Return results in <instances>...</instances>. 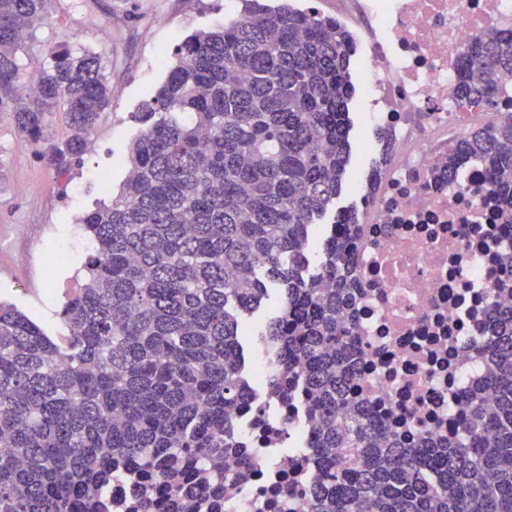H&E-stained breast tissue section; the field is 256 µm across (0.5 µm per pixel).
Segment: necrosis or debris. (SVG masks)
<instances>
[{"instance_id": "obj_1", "label": "necrosis or debris", "mask_w": 512, "mask_h": 512, "mask_svg": "<svg viewBox=\"0 0 512 512\" xmlns=\"http://www.w3.org/2000/svg\"><path fill=\"white\" fill-rule=\"evenodd\" d=\"M357 44L372 119L394 148L374 194L362 197L353 264L358 400L397 436L446 439L467 394L485 379L478 347L492 334V285L504 276L512 232L472 163L448 177L459 137L512 112V90L492 107L452 95L465 43L512 29V0H331ZM275 415L240 417L237 441L252 449L249 479L224 496V512H310V427L300 399Z\"/></svg>"}]
</instances>
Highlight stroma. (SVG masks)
<instances>
[{"label": "stroma", "mask_w": 512, "mask_h": 512, "mask_svg": "<svg viewBox=\"0 0 512 512\" xmlns=\"http://www.w3.org/2000/svg\"><path fill=\"white\" fill-rule=\"evenodd\" d=\"M51 0L49 17L19 53L26 72L37 71L60 45L105 52L112 107L93 131L92 149L66 175L58 174L34 146L0 119V300L14 304L50 336L64 333L59 313L67 291L78 288L93 241L79 217L118 190L128 172V151L140 130L142 101L164 80L162 55L187 35L215 28L226 14H240L241 0ZM351 144L347 191L318 227L359 209L379 151L367 148L375 127L370 102L356 92L350 104Z\"/></svg>", "instance_id": "stroma-1"}]
</instances>
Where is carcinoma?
<instances>
[{"mask_svg": "<svg viewBox=\"0 0 512 512\" xmlns=\"http://www.w3.org/2000/svg\"><path fill=\"white\" fill-rule=\"evenodd\" d=\"M50 0H0V115L65 173L111 107L104 53L58 46L19 90L17 54ZM242 14L188 36L138 112L119 190L83 213L94 241L84 283L51 337L0 301V512H107L116 478L137 481L143 512L218 503L224 457L249 463L234 413L258 402L244 319L269 288L279 309L258 336L276 362L264 395H305L313 512H512V306L494 301L486 384L465 399L461 436L403 444L351 396L358 215L339 214L310 268L312 224L342 193L350 159L353 35L317 12L244 0ZM512 77V30L466 44L453 94L492 106ZM61 117L64 131L48 130ZM369 175L371 194L393 146ZM512 227V112L467 133L448 180L473 161Z\"/></svg>", "mask_w": 512, "mask_h": 512, "instance_id": "obj_1", "label": "carcinoma"}]
</instances>
